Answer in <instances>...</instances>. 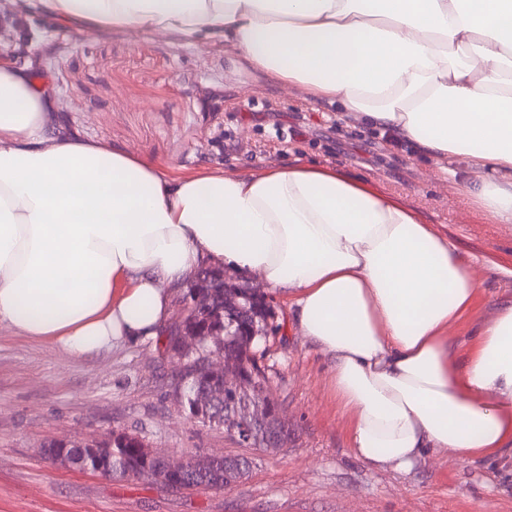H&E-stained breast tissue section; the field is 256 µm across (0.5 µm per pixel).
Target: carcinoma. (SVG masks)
<instances>
[{
    "mask_svg": "<svg viewBox=\"0 0 512 512\" xmlns=\"http://www.w3.org/2000/svg\"><path fill=\"white\" fill-rule=\"evenodd\" d=\"M204 278L213 284L201 289V303L190 310L177 325V332L193 333L199 338L201 352L210 349V337L237 328L254 330L251 346L267 338L268 320L273 317L267 295L256 288L250 292L242 288L236 292H224V271L215 268L201 270ZM224 357L236 370L247 365L250 377L245 385H260L268 382L264 368L259 364L255 352L245 353L235 338L230 336L224 345ZM224 383L213 381L190 367L175 386V395L182 396L181 405L190 417L201 414L208 418V424L224 425V402L212 400L211 394L223 391ZM62 465L85 470L103 471L115 477L147 478L166 485L173 483V477L162 466L161 457L154 454L139 437L126 433H112L110 442L88 441L79 444L66 453ZM250 473L249 461L243 457L231 456L229 462L197 458L189 471L179 478L187 487L207 486L222 489L244 483Z\"/></svg>",
    "mask_w": 512,
    "mask_h": 512,
    "instance_id": "1",
    "label": "carcinoma"
}]
</instances>
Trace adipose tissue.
<instances>
[{"label": "adipose tissue", "mask_w": 512, "mask_h": 512, "mask_svg": "<svg viewBox=\"0 0 512 512\" xmlns=\"http://www.w3.org/2000/svg\"><path fill=\"white\" fill-rule=\"evenodd\" d=\"M79 31L223 45L419 152L466 157L458 190L512 223V0H36ZM203 266L286 291L330 362L356 456L411 471L512 452V303L456 353L477 261L348 174L163 164L62 132L28 66L0 60V325L82 358L156 335Z\"/></svg>", "instance_id": "adipose-tissue-1"}]
</instances>
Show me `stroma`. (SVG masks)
Returning <instances> with one entry per match:
<instances>
[{"instance_id":"1","label":"stroma","mask_w":512,"mask_h":512,"mask_svg":"<svg viewBox=\"0 0 512 512\" xmlns=\"http://www.w3.org/2000/svg\"><path fill=\"white\" fill-rule=\"evenodd\" d=\"M11 24L18 62L39 57L62 127L163 162L171 175L205 167L258 174L288 165L332 167L413 208L469 257L491 256L479 319L512 298V224H496L452 187L463 157L435 159L383 142L325 100L281 91L225 52L186 40L122 32L92 37L29 10ZM281 328L257 351L288 425L271 454L221 427L190 422L172 397L177 357L156 339L116 341L80 359L55 343L0 328V512H512V462L438 455L408 473L374 470L351 450L328 385L329 362L300 332L286 292L268 289ZM138 436L159 456L239 455L241 486L176 489L55 465L51 441Z\"/></svg>"}]
</instances>
